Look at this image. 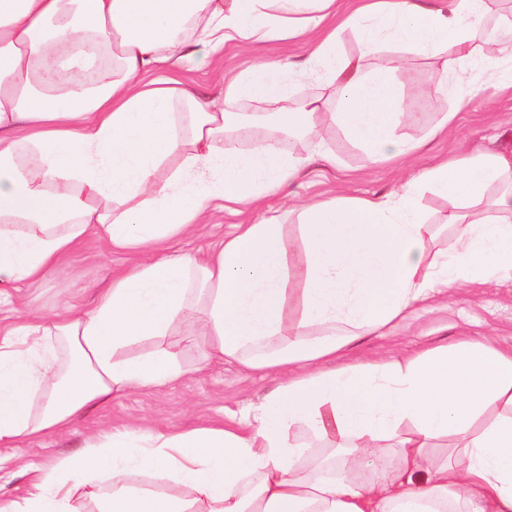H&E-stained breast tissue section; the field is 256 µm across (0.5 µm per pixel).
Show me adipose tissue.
<instances>
[{"mask_svg":"<svg viewBox=\"0 0 512 512\" xmlns=\"http://www.w3.org/2000/svg\"><path fill=\"white\" fill-rule=\"evenodd\" d=\"M334 3L0 0V287L44 276L89 234L143 254L92 307L20 316L0 340V446L63 432L113 394L177 381L184 370L166 339L196 316L204 361L281 376L240 426L113 429L32 468L25 494L0 497V512H76L82 488L98 512H512V348L462 341L321 367L455 284L512 277V151L441 159L381 195L299 203L297 253L273 215L235 225L201 255H153L192 235L214 202L257 207L289 189L303 161L279 135L326 119L376 162L440 136L454 113L423 139L404 134L396 57L362 65L380 41L512 87V17L498 18L488 45L475 41L489 0H360L330 26ZM347 30L360 57L339 49ZM295 38L308 45L303 61L230 76L220 105L175 76L141 80L194 47ZM91 68L100 77L80 80ZM310 76L320 93L251 123L252 144L239 149L236 105L286 102ZM329 98L339 111L324 112ZM424 186L451 205L452 232L435 251ZM485 199L487 214L472 218L467 204ZM143 341L151 350L130 355ZM314 440L328 449L313 453ZM370 456L390 465L364 479ZM159 475L169 490L149 487Z\"/></svg>","mask_w":512,"mask_h":512,"instance_id":"obj_1","label":"adipose tissue"}]
</instances>
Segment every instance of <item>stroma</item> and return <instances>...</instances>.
I'll list each match as a JSON object with an SVG mask.
<instances>
[{
    "label": "stroma",
    "mask_w": 512,
    "mask_h": 512,
    "mask_svg": "<svg viewBox=\"0 0 512 512\" xmlns=\"http://www.w3.org/2000/svg\"><path fill=\"white\" fill-rule=\"evenodd\" d=\"M305 45L266 41L241 48L225 45L218 53L207 51L181 60L175 73L208 101L222 102L224 77L249 68L259 60H300ZM394 82L405 102L427 104L423 118L406 119L403 131L411 138L423 136L442 113L456 111L453 127L428 145L427 156L396 162H372L339 127L321 122L304 134L295 149L305 158L291 193L269 196L265 208L277 211L290 238H297V217L290 214V198L364 196L384 194L430 164L432 157L460 154L475 148L512 151V95L500 92L488 72L475 70L463 77L445 71L437 59L415 50L401 53ZM467 108H459L460 100ZM335 154L338 164L330 168L310 159L316 144ZM260 211L234 214L215 207L187 240L170 241L173 249L206 250L224 237L232 224H251ZM137 258L130 251H108L95 237H87L76 251L64 256L46 277L18 284L0 294V329H8L22 314L50 316L71 306L92 304L96 289L107 286L113 274ZM194 325H177L167 342L186 370L172 384L133 394H122L80 414L66 433L37 439L20 448L0 447V495H23L29 476L26 466H42L55 458L78 452L87 438L125 424H150L159 429L189 431L199 426L239 418L243 407L260 402L272 390L278 375L272 370H247L235 363L203 365L206 341ZM493 338L512 347V278L491 279L450 289L447 297L431 307L417 309L409 318L382 335L363 337L341 350L336 367L363 361L410 356L460 340Z\"/></svg>",
    "instance_id": "35a3bbf8"
}]
</instances>
